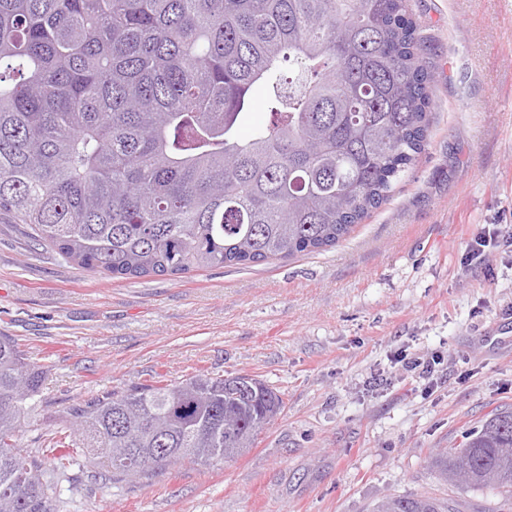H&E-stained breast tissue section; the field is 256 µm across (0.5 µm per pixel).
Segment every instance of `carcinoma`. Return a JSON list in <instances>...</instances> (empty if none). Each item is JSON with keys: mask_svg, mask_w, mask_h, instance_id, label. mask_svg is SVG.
I'll use <instances>...</instances> for the list:
<instances>
[{"mask_svg": "<svg viewBox=\"0 0 512 512\" xmlns=\"http://www.w3.org/2000/svg\"><path fill=\"white\" fill-rule=\"evenodd\" d=\"M422 42L408 0H0V220L113 277L332 246L425 151ZM257 87L271 119L242 138ZM44 378L0 333V512H54L69 469L100 458L137 482L240 456L283 407L252 376L160 375L71 407L25 451L12 438ZM430 466L512 505V409ZM371 512L456 509L394 496Z\"/></svg>", "mask_w": 512, "mask_h": 512, "instance_id": "cac0c4a2", "label": "carcinoma"}]
</instances>
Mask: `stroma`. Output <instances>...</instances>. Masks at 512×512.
Instances as JSON below:
<instances>
[{"mask_svg": "<svg viewBox=\"0 0 512 512\" xmlns=\"http://www.w3.org/2000/svg\"><path fill=\"white\" fill-rule=\"evenodd\" d=\"M434 73L429 139L393 198L319 253L113 278L0 223V332L46 370L21 448L69 408L156 374H248L285 408L249 453L151 482L76 467L60 512H370L390 496L500 500L430 472L512 408V253L464 266L472 232L512 231V0H409ZM440 355L433 375L397 355Z\"/></svg>", "mask_w": 512, "mask_h": 512, "instance_id": "1", "label": "stroma"}]
</instances>
